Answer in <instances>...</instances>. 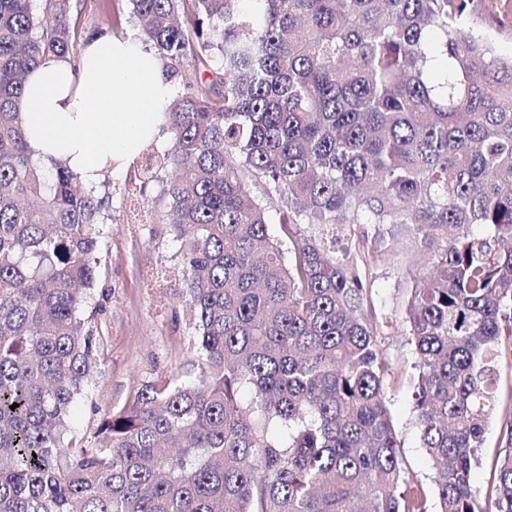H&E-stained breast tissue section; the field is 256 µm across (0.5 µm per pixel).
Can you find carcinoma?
Instances as JSON below:
<instances>
[{"label":"carcinoma","mask_w":512,"mask_h":512,"mask_svg":"<svg viewBox=\"0 0 512 512\" xmlns=\"http://www.w3.org/2000/svg\"><path fill=\"white\" fill-rule=\"evenodd\" d=\"M128 2L180 86L140 178L171 174L196 372L160 374L64 443L102 357L103 305H84L112 198L40 165L18 104L44 57L76 58L125 11L89 30L85 0H0V512H429L371 288L329 255L342 224H406L434 249L404 320L440 512H512V0ZM495 416L505 454L482 498ZM498 433L499 431L497 422L492 421L489 424L487 431L486 444L479 453L480 465L475 470V482L481 491L482 498L485 495L488 481L494 468L496 459L499 453L502 451V448L499 444Z\"/></svg>","instance_id":"obj_1"}]
</instances>
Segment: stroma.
Returning <instances> with one entry per match:
<instances>
[{
  "label": "stroma",
  "instance_id": "35a3bbf8",
  "mask_svg": "<svg viewBox=\"0 0 512 512\" xmlns=\"http://www.w3.org/2000/svg\"><path fill=\"white\" fill-rule=\"evenodd\" d=\"M162 189L158 181L142 183L130 169L104 174L97 184L98 192L112 196V221L105 229L93 290L104 304L99 320L103 360L89 390L75 401L70 424L76 437L93 436L106 411L131 403L142 385L196 358L179 243L159 221ZM431 255L404 224L355 225L336 240L337 260L359 262L372 282V319L388 366L389 408L403 466L410 483L426 492L430 512H437L411 398L415 355L402 322Z\"/></svg>",
  "mask_w": 512,
  "mask_h": 512
}]
</instances>
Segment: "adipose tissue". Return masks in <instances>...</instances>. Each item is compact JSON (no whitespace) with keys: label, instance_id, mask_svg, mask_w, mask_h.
<instances>
[{"label":"adipose tissue","instance_id":"1","mask_svg":"<svg viewBox=\"0 0 512 512\" xmlns=\"http://www.w3.org/2000/svg\"><path fill=\"white\" fill-rule=\"evenodd\" d=\"M175 86L138 39L97 35L77 63L48 56L29 77L20 103L28 143L44 165L68 162L95 184L107 163L128 169L146 145L165 142Z\"/></svg>","mask_w":512,"mask_h":512}]
</instances>
